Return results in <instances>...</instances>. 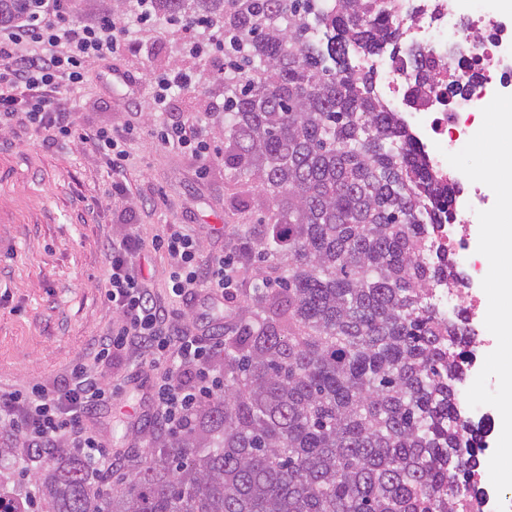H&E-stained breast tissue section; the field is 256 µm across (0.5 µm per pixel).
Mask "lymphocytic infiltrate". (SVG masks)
I'll use <instances>...</instances> for the list:
<instances>
[{"label":"lymphocytic infiltrate","instance_id":"1","mask_svg":"<svg viewBox=\"0 0 512 512\" xmlns=\"http://www.w3.org/2000/svg\"><path fill=\"white\" fill-rule=\"evenodd\" d=\"M124 45L112 20L78 24L64 0H41L37 16L18 15L0 23V131L22 118L46 142L88 144L110 172V197L128 192V145L138 137L139 124L85 131L57 95L62 87L84 83L88 61L111 59ZM194 82L192 74L180 69L156 76L154 101L161 122L155 134L160 145L197 159L203 177L214 155L206 126L171 111L175 93ZM154 244L171 262L168 303L154 300L139 270L140 240L132 234L113 239L104 288L116 319L98 340L91 363L73 364L64 379L50 386L0 389V433L12 438L29 471L64 450L85 460L95 490L105 491L113 474L123 471L120 449L93 422L98 407L111 403L116 394L94 367L110 362L114 353L134 347L149 357L152 416L166 431L189 427L221 384L212 361L224 351L223 337L197 334L184 318L202 301L237 292L241 260L223 253L201 262L200 241L183 228L156 235Z\"/></svg>","mask_w":512,"mask_h":512}]
</instances>
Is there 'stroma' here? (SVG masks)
<instances>
[{
  "instance_id": "1",
  "label": "stroma",
  "mask_w": 512,
  "mask_h": 512,
  "mask_svg": "<svg viewBox=\"0 0 512 512\" xmlns=\"http://www.w3.org/2000/svg\"><path fill=\"white\" fill-rule=\"evenodd\" d=\"M126 48L111 65L91 66L83 88L62 90L61 104L86 128L121 127L139 113L140 136L129 147L127 195L104 200L107 168L78 142L46 146L29 125L0 134V387L22 389L32 382L62 379L77 360L91 356L94 342L107 333L115 316L103 296L112 238L136 232L147 257L144 275L158 301L168 296L170 261L152 241L165 225L179 224L201 242L204 255L234 251V225L256 224L265 212L241 214L243 195L223 163L199 178L194 158L158 145L154 138V73L185 68L197 85L174 97V111L205 117L216 147L224 145L221 114H207L209 103L224 95V61L195 60L183 49L178 26L165 20L141 26L135 16L119 22ZM128 74L129 87L113 84L111 71ZM240 300L214 301L196 308L191 324L207 335L236 323ZM150 374L148 357L130 349L102 368L120 390L111 406L96 415L98 429L113 447L127 449L128 467L148 458L146 441L156 428L146 412L131 372ZM141 428H127L128 415Z\"/></svg>"
}]
</instances>
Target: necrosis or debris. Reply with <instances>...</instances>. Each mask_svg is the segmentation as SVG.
<instances>
[{"label":"necrosis or debris","instance_id":"4bbe7bcc","mask_svg":"<svg viewBox=\"0 0 512 512\" xmlns=\"http://www.w3.org/2000/svg\"><path fill=\"white\" fill-rule=\"evenodd\" d=\"M418 15L399 7L398 19L406 37L430 48L433 66L440 80L460 79L472 71L481 77L465 96L439 101L416 111L415 131L426 146H432L431 165L442 168L445 151L458 141L469 139L471 126L463 113H478L495 94L512 95V0H414ZM470 28L476 34L466 42L464 52L436 47L434 38Z\"/></svg>","mask_w":512,"mask_h":512}]
</instances>
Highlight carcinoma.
Instances as JSON below:
<instances>
[{
    "label": "carcinoma",
    "instance_id": "carcinoma-1",
    "mask_svg": "<svg viewBox=\"0 0 512 512\" xmlns=\"http://www.w3.org/2000/svg\"><path fill=\"white\" fill-rule=\"evenodd\" d=\"M106 16L218 22L224 36V166L262 200L237 225L267 287L251 284L224 337V387L193 426L152 434L146 466L105 496L61 454L38 497L0 483V512H464L481 428L459 386L475 333L429 287L465 285L435 245L456 182L430 168L376 72L410 71L428 101L429 51L404 39L395 0H110ZM38 0H0V22ZM471 485L463 495L455 485ZM356 68L362 70H374L377 73V85L384 80V74L387 75L386 80L379 88L380 95L386 100L389 106L395 110H400V104L405 102L404 85L401 81V75L395 71L390 64L381 56L376 57H360ZM383 72V73H382ZM406 103V102H405Z\"/></svg>",
    "mask_w": 512,
    "mask_h": 512
}]
</instances>
